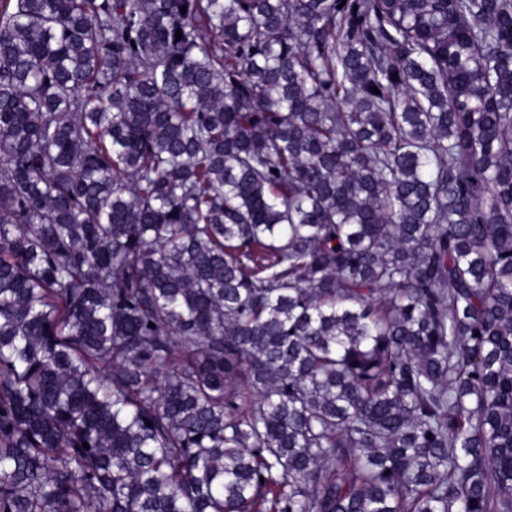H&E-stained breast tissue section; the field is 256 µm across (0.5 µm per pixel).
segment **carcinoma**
<instances>
[{
  "instance_id": "1",
  "label": "carcinoma",
  "mask_w": 512,
  "mask_h": 512,
  "mask_svg": "<svg viewBox=\"0 0 512 512\" xmlns=\"http://www.w3.org/2000/svg\"><path fill=\"white\" fill-rule=\"evenodd\" d=\"M0 512H512V0H0Z\"/></svg>"
}]
</instances>
